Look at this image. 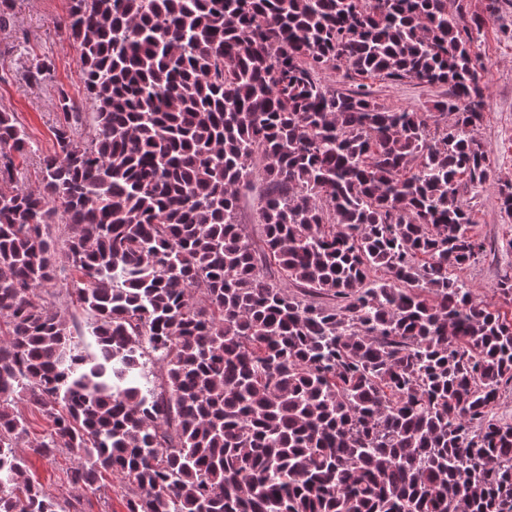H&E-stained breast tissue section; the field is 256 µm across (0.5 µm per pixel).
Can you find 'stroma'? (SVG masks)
Wrapping results in <instances>:
<instances>
[{"instance_id": "obj_1", "label": "stroma", "mask_w": 512, "mask_h": 512, "mask_svg": "<svg viewBox=\"0 0 512 512\" xmlns=\"http://www.w3.org/2000/svg\"><path fill=\"white\" fill-rule=\"evenodd\" d=\"M68 5V0H14V25L0 31V111L15 113L34 147L33 153L15 160L19 183L24 187L38 185V155L53 146L57 121L53 100L58 89L76 98L85 95L76 49L60 27ZM475 51L483 62L479 76L485 92L479 136L487 146L491 164L484 186L463 196L471 210L473 231L487 247L465 277L474 295L488 299L500 278L512 276V218L501 213L497 195L499 184L512 183V10L482 29ZM45 57L53 60V70L41 84H30L28 68ZM369 86L379 102L391 107L419 108L448 93L447 88L424 86L410 79H374ZM75 279L66 264H58L55 288L41 292L37 301L77 322L73 341L83 355L92 357L97 347L90 319L67 293ZM17 453L25 461L31 480L50 495L61 501L76 496L67 480L76 463L73 454L64 451L46 458L34 454L23 442Z\"/></svg>"}]
</instances>
